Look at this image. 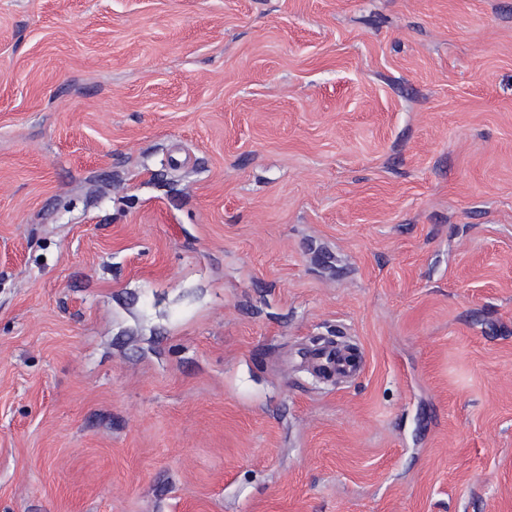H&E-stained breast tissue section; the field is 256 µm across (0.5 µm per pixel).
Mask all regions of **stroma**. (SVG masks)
Returning <instances> with one entry per match:
<instances>
[{
    "instance_id": "1",
    "label": "stroma",
    "mask_w": 512,
    "mask_h": 512,
    "mask_svg": "<svg viewBox=\"0 0 512 512\" xmlns=\"http://www.w3.org/2000/svg\"><path fill=\"white\" fill-rule=\"evenodd\" d=\"M0 512H512V0H0ZM312 362L322 372L336 379L353 375L359 368L356 355H350L336 348H323L314 353Z\"/></svg>"
}]
</instances>
